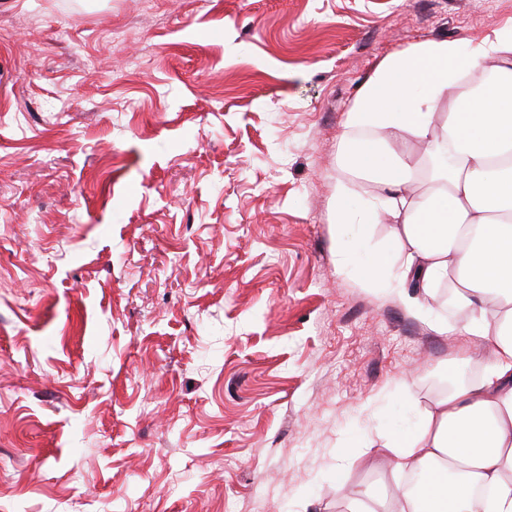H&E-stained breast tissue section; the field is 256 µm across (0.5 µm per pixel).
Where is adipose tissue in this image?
Masks as SVG:
<instances>
[{
    "instance_id": "obj_1",
    "label": "adipose tissue",
    "mask_w": 512,
    "mask_h": 512,
    "mask_svg": "<svg viewBox=\"0 0 512 512\" xmlns=\"http://www.w3.org/2000/svg\"><path fill=\"white\" fill-rule=\"evenodd\" d=\"M466 69L488 78L460 96ZM348 124L368 132L350 145L351 171L385 192L354 206L350 184L337 182L336 235L392 218L390 245L400 261L395 270L383 255L366 263L362 287L400 296L422 318L436 286L454 283L465 328L491 357L481 376L453 386L417 428L388 442L393 491L357 490L347 512H368L370 501L389 504V512H512V29L466 52L441 40L387 57ZM386 130L440 154L444 188L421 190L423 170L409 153H386ZM411 275L414 295L404 291Z\"/></svg>"
}]
</instances>
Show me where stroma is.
Returning <instances> with one entry per match:
<instances>
[{
  "label": "stroma",
  "mask_w": 512,
  "mask_h": 512,
  "mask_svg": "<svg viewBox=\"0 0 512 512\" xmlns=\"http://www.w3.org/2000/svg\"><path fill=\"white\" fill-rule=\"evenodd\" d=\"M512 0H0V512H344L489 356L359 285L389 55Z\"/></svg>",
  "instance_id": "1"
}]
</instances>
